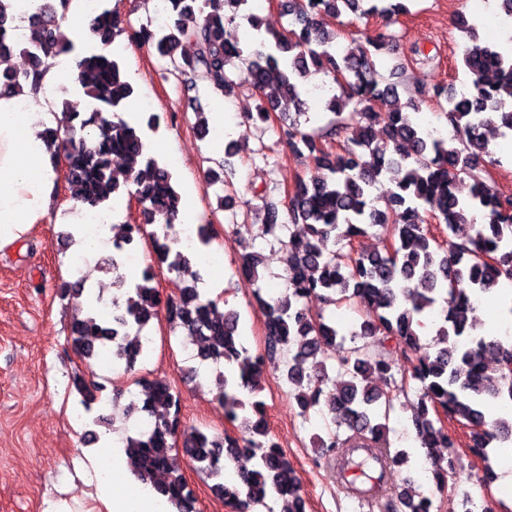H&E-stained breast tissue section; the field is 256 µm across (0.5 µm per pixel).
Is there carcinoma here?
<instances>
[{
  "mask_svg": "<svg viewBox=\"0 0 512 512\" xmlns=\"http://www.w3.org/2000/svg\"><path fill=\"white\" fill-rule=\"evenodd\" d=\"M69 2L45 0L29 16L31 37L13 46L4 41L16 30L13 0H0V59L13 50L28 58L21 71H0V96L20 92L58 55L74 51L73 42L61 32ZM280 2L290 17L288 28L247 45L228 36L226 27L249 0H164L167 24L155 30L148 22L131 36L167 59L163 78L201 83L222 97L237 88L231 71L235 61L245 62L249 86L259 100L251 119L267 123L282 101L294 104L295 116L281 113V141L330 172L320 181L297 177L283 212L269 194L261 196L268 232L275 234L289 223L306 227L302 236L288 232L284 243L288 294L268 299L256 294L264 318L263 350L253 352L242 342L237 310L220 314L216 303L205 299L189 255L175 248L163 231L176 220L181 198L172 175L146 144L143 128H154L156 116H149L143 127L122 115L134 88L125 79L121 59L103 52L83 54L79 82L92 105L80 112L64 103L57 126L45 130L55 146L53 164L66 161V179L78 187L80 206L102 210L125 193L138 199L142 220L126 228L142 236L145 225L158 226L151 233L156 258L184 282L177 297L164 299L153 285L154 271H142L123 295L112 298L118 327L95 311L74 321L75 350L87 363L103 350L132 363L141 348L140 334L163 311L188 335L198 337L197 357L225 365L216 377L214 399L242 435L194 429L182 452L215 480L214 493L239 512L265 504L270 496L288 502V512H304L299 478L269 438L265 404L257 399L264 366L277 357L284 359V376L302 413L321 405L337 422L336 429L319 438L324 455L339 450L344 462L349 448H377L391 465L407 462L405 452L392 455L384 447L383 420L395 395L371 386V377L376 374L390 382L394 372L385 353L370 351L367 339L374 337L382 347L394 341L413 356L414 378L421 388L412 421L421 447H454L439 420L441 413L470 427L477 456H484L492 443L512 446V419L489 422L484 413L488 399L512 402V374L505 371L512 362V340L478 333L472 317L474 296L495 290L503 278L512 280V197L486 177L483 165L487 134L512 131V53L481 42L477 26L460 15L456 25L466 34L460 64L471 76V88L456 92L439 84L422 86L409 93L406 108L384 110L388 100L399 97L400 82L380 73L377 55L393 41L389 25L408 13L407 0ZM345 11L358 19L382 21L365 33L357 55L341 54L336 49L340 34L320 25L322 15L336 17ZM91 28L106 45L124 31V19L104 8L91 20ZM317 75L333 83L327 109L336 115V123L308 132L299 121L305 115L301 80ZM433 99L452 128L448 139L424 130L416 120L421 105ZM381 177L395 187L382 207L373 196ZM464 178L471 181L466 199L458 195ZM430 219L454 236L448 247L428 232ZM477 223L474 233L461 231L462 225ZM374 227L391 235V248L341 256L328 248L336 240L350 245ZM260 265L259 256H244L239 273L255 282ZM85 291L80 280L59 286L60 297L79 310ZM338 298L363 305L368 319L351 336L364 343L338 351L344 381L336 387L327 363L317 355L321 345L340 346L345 337L312 309V302ZM440 299L446 308L436 330L440 348L432 354L421 342V317ZM72 384L84 407L91 408L100 386L79 374ZM142 387L141 411L150 427L123 440L131 472L144 482L164 474L161 482L152 484L155 493L176 512H194L192 491L173 454L181 426L180 396L161 382L146 380ZM342 426L348 435L340 434ZM401 499L409 512H431L432 502L426 498L416 501L404 492Z\"/></svg>",
  "mask_w": 512,
  "mask_h": 512,
  "instance_id": "cac0c4a2",
  "label": "carcinoma"
}]
</instances>
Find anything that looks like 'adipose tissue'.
I'll return each mask as SVG.
<instances>
[{
    "instance_id": "adipose-tissue-1",
    "label": "adipose tissue",
    "mask_w": 512,
    "mask_h": 512,
    "mask_svg": "<svg viewBox=\"0 0 512 512\" xmlns=\"http://www.w3.org/2000/svg\"><path fill=\"white\" fill-rule=\"evenodd\" d=\"M76 60L75 53L58 58L42 76L37 93L0 97V247L21 239L49 215L55 173L52 148L42 132L55 123L48 110L50 98L60 87L78 83ZM101 441L114 454L111 477L96 480L97 499L105 512H161L160 500L148 491L123 489V449L111 433H102Z\"/></svg>"
}]
</instances>
